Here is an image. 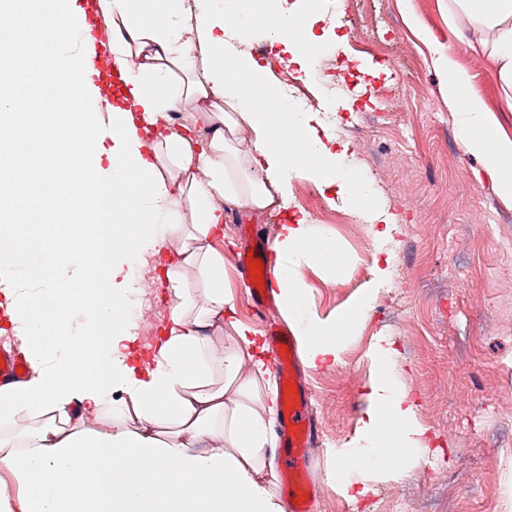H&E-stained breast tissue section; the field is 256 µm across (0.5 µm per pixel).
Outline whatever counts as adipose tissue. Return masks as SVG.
I'll return each instance as SVG.
<instances>
[{"label":"adipose tissue","instance_id":"obj_1","mask_svg":"<svg viewBox=\"0 0 512 512\" xmlns=\"http://www.w3.org/2000/svg\"><path fill=\"white\" fill-rule=\"evenodd\" d=\"M93 7L112 31L108 51L122 85L104 115L100 87L76 77L90 62L87 46L73 39L83 8L75 0H0L14 21L9 42L22 44L33 61L28 87L58 90L72 104L64 113L19 112L13 96L0 93L7 148L25 155L15 179L0 181V207L11 216L0 225V298L32 368L30 378L0 388V426L39 422L0 448V465L24 490L18 499L0 493V512H285L269 455L271 368L240 324L223 355L209 349L206 330L235 305L223 287L224 262L206 242L222 230L224 205L289 208L299 177L336 186L369 222L376 245L392 240L398 226L377 204L371 181L334 150L335 135L320 136L318 112L296 109L284 95L278 111H265L255 89L268 82V69L235 45L260 24L243 0H223L217 9L211 0H94ZM461 16L494 31L492 42L467 48L492 61L512 110V0H448L449 19ZM286 24L279 40L290 63L310 72L321 39L310 34L309 16H287ZM435 65L464 148L485 159L498 196L512 206V137L466 96L470 78L452 56ZM190 96L209 125L202 141L172 127ZM242 126L255 147L245 158L234 145ZM63 169L71 176L64 186ZM253 169L262 179L250 177ZM186 206L195 213L188 230L180 222ZM183 231L192 244L166 272L178 303L153 366L142 370L131 350L140 267ZM273 249L280 304L308 362H341L389 266H376L346 308L322 315L298 271L345 266L330 228L296 215L280 225ZM186 266L203 277L204 307L184 285ZM369 357L365 406L348 443L328 451L336 489L353 503L380 481L405 477L428 449L396 350L379 341ZM246 361L254 369L248 377L240 374ZM76 404L107 411L110 423L84 428L72 413ZM131 414L147 430H126ZM156 424L173 426L172 436L161 440ZM210 435L222 437L227 452L189 451V442Z\"/></svg>","mask_w":512,"mask_h":512}]
</instances>
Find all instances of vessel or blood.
<instances>
[{
	"label": "vessel or blood",
	"mask_w": 512,
	"mask_h": 512,
	"mask_svg": "<svg viewBox=\"0 0 512 512\" xmlns=\"http://www.w3.org/2000/svg\"><path fill=\"white\" fill-rule=\"evenodd\" d=\"M109 33L94 15H86L80 30L83 42L94 44L98 52L86 75L91 79L109 80L113 77L112 60L103 52ZM273 253L270 241L245 236L244 247L237 255L236 270L247 299L261 321L260 330L271 353V364L277 370L286 396L276 417L273 430L279 446L275 450L277 464L282 473L283 484L293 501L294 512H313L315 494L310 483L314 457L310 447L319 435V426L310 408L311 394L301 384L296 370L297 347L294 336L287 328L273 321L274 296L279 292L278 269L271 260ZM259 259L263 265L262 277H252L249 258ZM23 360L13 351L0 349V386L22 379Z\"/></svg>",
	"instance_id": "obj_1"
}]
</instances>
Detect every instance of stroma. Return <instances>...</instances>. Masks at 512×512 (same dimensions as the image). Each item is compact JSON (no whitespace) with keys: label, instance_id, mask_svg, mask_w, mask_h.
Returning <instances> with one entry per match:
<instances>
[{"label":"stroma","instance_id":"stroma-1","mask_svg":"<svg viewBox=\"0 0 512 512\" xmlns=\"http://www.w3.org/2000/svg\"><path fill=\"white\" fill-rule=\"evenodd\" d=\"M336 67L318 77L293 71L292 80L323 110L328 97L352 98L332 122L349 145L348 163L374 184L399 224L390 245L394 276L360 336L340 363L298 366L312 389L311 411L320 437L315 448L316 512H507L512 507V207L498 198L481 160L468 155L434 65L452 54L470 76V90L512 135V112L489 60L464 50L489 32L464 21L448 25V0H349L338 15L325 5L314 25ZM288 211L231 208L222 236L210 247L224 259V286L236 318L250 324L237 287V227L276 236ZM350 257L339 275L304 267L300 275L319 313L347 306L373 276V243L365 224L332 227ZM185 240L170 241L146 258V294L137 311L135 343L141 366L176 304L163 274L178 261ZM392 342L418 398L419 420L434 444L408 477L386 480L361 509L345 501L328 475L327 451L348 442L363 407L373 339Z\"/></svg>","mask_w":512,"mask_h":512}]
</instances>
